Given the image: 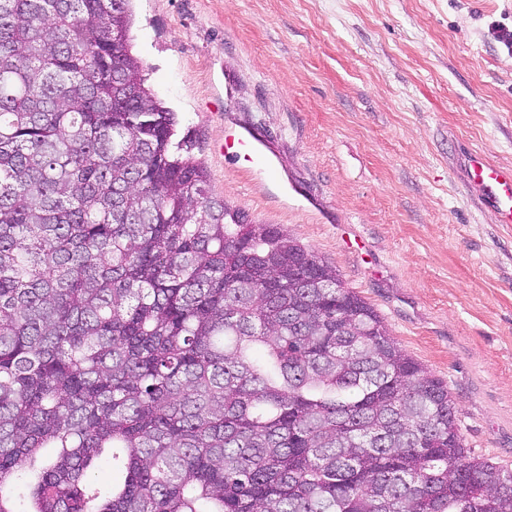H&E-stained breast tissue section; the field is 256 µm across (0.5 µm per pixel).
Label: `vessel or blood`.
<instances>
[{
	"label": "vessel or blood",
	"instance_id": "1",
	"mask_svg": "<svg viewBox=\"0 0 512 512\" xmlns=\"http://www.w3.org/2000/svg\"><path fill=\"white\" fill-rule=\"evenodd\" d=\"M261 142L251 130L242 129L224 139V152L259 155ZM467 181L475 191L479 204L494 212L500 223L512 224V166L490 162L483 154L469 151L467 156Z\"/></svg>",
	"mask_w": 512,
	"mask_h": 512
}]
</instances>
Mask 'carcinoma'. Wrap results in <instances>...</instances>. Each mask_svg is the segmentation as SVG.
Segmentation results:
<instances>
[{"label":"carcinoma","instance_id":"1","mask_svg":"<svg viewBox=\"0 0 512 512\" xmlns=\"http://www.w3.org/2000/svg\"><path fill=\"white\" fill-rule=\"evenodd\" d=\"M129 2L0 0V512H512L336 267L209 196Z\"/></svg>","mask_w":512,"mask_h":512}]
</instances>
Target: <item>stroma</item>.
<instances>
[{"label":"stroma","instance_id":"35a3bbf8","mask_svg":"<svg viewBox=\"0 0 512 512\" xmlns=\"http://www.w3.org/2000/svg\"><path fill=\"white\" fill-rule=\"evenodd\" d=\"M133 54L213 196L335 266L512 470V224L465 155L512 165V0H132ZM249 128L264 163L232 161ZM261 142L251 130L243 128L235 135H228L224 138V156H238L241 152H246L245 156L251 158L252 155H260Z\"/></svg>","mask_w":512,"mask_h":512}]
</instances>
